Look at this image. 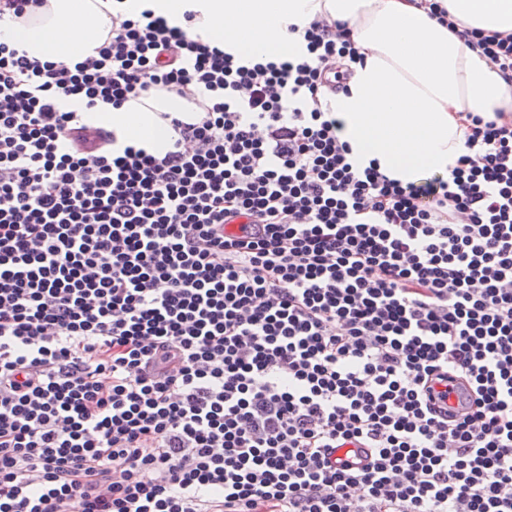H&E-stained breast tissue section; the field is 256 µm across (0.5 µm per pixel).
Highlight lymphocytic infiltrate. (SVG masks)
<instances>
[{
  "label": "lymphocytic infiltrate",
  "instance_id": "obj_1",
  "mask_svg": "<svg viewBox=\"0 0 512 512\" xmlns=\"http://www.w3.org/2000/svg\"><path fill=\"white\" fill-rule=\"evenodd\" d=\"M302 36L0 42V512H512V123L402 184L317 106L344 24ZM151 91L196 106L159 153L61 106Z\"/></svg>",
  "mask_w": 512,
  "mask_h": 512
}]
</instances>
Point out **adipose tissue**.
<instances>
[{"instance_id": "obj_1", "label": "adipose tissue", "mask_w": 512, "mask_h": 512, "mask_svg": "<svg viewBox=\"0 0 512 512\" xmlns=\"http://www.w3.org/2000/svg\"><path fill=\"white\" fill-rule=\"evenodd\" d=\"M451 24L421 0H49L41 21H0V41L41 62L73 64L95 55L111 37L112 17L152 11L174 25L196 12L190 36L234 56L275 61L307 53L300 34L313 20L344 23L361 56L346 91L321 98V110L341 124L339 136L362 163L402 183L423 174L448 176L460 156L472 116L503 113L512 119V81L478 48L469 33H512V0H443ZM67 111L125 131L152 151L165 149L162 112H188L185 99L151 93L122 106H87L71 97Z\"/></svg>"}]
</instances>
